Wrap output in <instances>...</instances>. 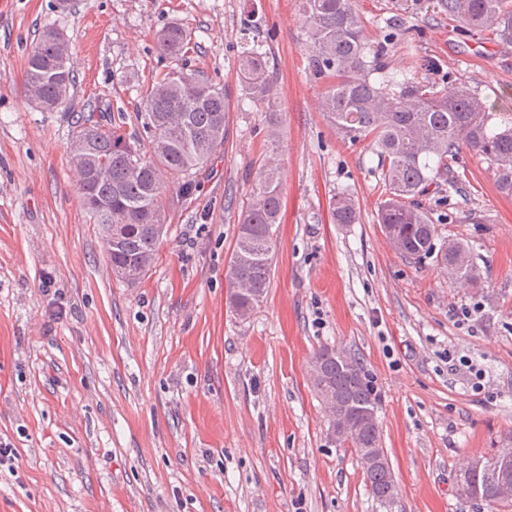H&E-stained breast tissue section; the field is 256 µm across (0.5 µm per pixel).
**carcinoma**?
<instances>
[{
  "mask_svg": "<svg viewBox=\"0 0 512 512\" xmlns=\"http://www.w3.org/2000/svg\"><path fill=\"white\" fill-rule=\"evenodd\" d=\"M299 2L313 73L336 79L322 96V111L344 138L371 139L387 194L378 212L387 239L401 256L413 260L438 249L448 280L477 281L469 246L445 242L436 247L432 219L416 197L431 184L446 185L450 192L458 189L446 175L448 159L457 157L463 147L489 161L498 187L511 194L512 116H497L479 93L463 86L439 90L403 78L387 87L382 76L385 45L369 43L353 0ZM437 6L474 34L492 31L512 42L508 0H438ZM190 41L191 34L178 24L157 36L159 48L172 56L188 50ZM238 72L252 97L274 106L276 86L261 44L243 48ZM24 83L44 110L56 111L70 100L74 69L62 32H42L27 57ZM143 104L144 124L152 132L148 150L130 142L121 126L92 112L78 118L70 143L81 202L97 224L112 273L131 284L141 280L155 260L166 223L165 183H176L183 192L191 190L197 174L216 159L226 135L224 88L195 74L166 73L148 89ZM281 211L279 170L269 164L260 171L242 212L229 269L230 307L241 321L250 318L269 287ZM332 218L337 224L357 223L355 200L348 194L336 197ZM313 366L317 370L312 385L328 414L377 408L358 356L343 348L323 347L314 354ZM350 444L357 450L379 447L378 423L360 426ZM365 475L375 504L390 512L398 498L397 486L387 483L381 468H369ZM460 478L479 484V501H502L498 456L486 459L478 474L467 464Z\"/></svg>",
  "mask_w": 512,
  "mask_h": 512,
  "instance_id": "obj_1",
  "label": "carcinoma"
}]
</instances>
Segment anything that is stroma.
Wrapping results in <instances>:
<instances>
[{
	"label": "stroma",
	"mask_w": 512,
	"mask_h": 512,
	"mask_svg": "<svg viewBox=\"0 0 512 512\" xmlns=\"http://www.w3.org/2000/svg\"><path fill=\"white\" fill-rule=\"evenodd\" d=\"M385 71L477 90L512 113V44L429 8L401 29L396 0H354ZM261 20L277 85L278 142L237 60ZM176 23L184 57L161 53ZM70 39L71 109L27 100L40 33ZM297 0H0V512H381L354 448L336 443L310 381L314 352L360 357L377 395L380 446L399 496L392 512H512L457 492L468 462L512 448V196L461 151V194L420 201L436 240L470 245L474 284L436 256L397 254L377 222L384 200L369 141L343 139L321 112ZM185 69L223 87L224 148L210 176L167 186L168 233L144 279H116L76 193L73 113L97 112L147 141L140 104L156 76ZM282 171L285 220L266 297L250 319L227 303L239 219L268 157ZM351 194L360 220L336 224ZM472 316L458 323L454 313ZM483 372L452 369L449 352ZM191 40V34L178 24L168 26L157 36L159 48L172 56L186 53Z\"/></svg>",
	"instance_id": "obj_1"
}]
</instances>
